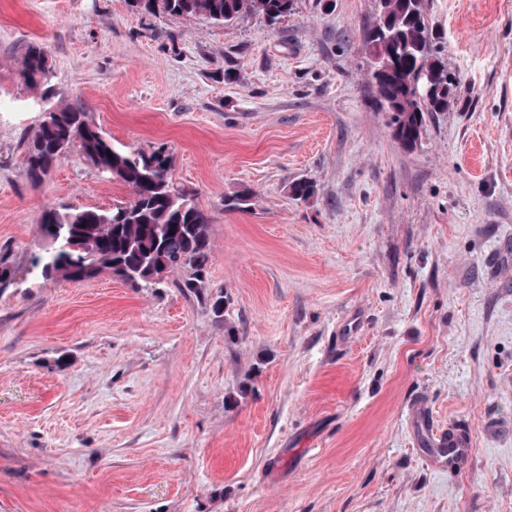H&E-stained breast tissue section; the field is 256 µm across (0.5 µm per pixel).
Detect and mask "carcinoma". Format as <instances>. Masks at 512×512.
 Masks as SVG:
<instances>
[{
  "mask_svg": "<svg viewBox=\"0 0 512 512\" xmlns=\"http://www.w3.org/2000/svg\"><path fill=\"white\" fill-rule=\"evenodd\" d=\"M142 17H203L229 24L258 14L275 24L290 15L295 0H129ZM373 60L372 81L379 99L392 113L394 136L406 148L417 145L429 112H445L453 101L454 80L429 44L424 0H381L377 21L364 34ZM433 75L430 105L411 98L415 74ZM20 73L33 84H49L48 55L37 42L25 45ZM78 149L110 179L130 190L129 200L108 209L51 207L43 211L38 230L45 240L32 264L43 279L83 282L107 272L133 288L159 285L178 268L193 270L183 287L205 293V264L210 249V217L197 204L196 190L172 178L173 158L115 146L90 123L80 106L56 105L26 145L27 177L34 186L70 149ZM292 195L308 200L315 183L289 185Z\"/></svg>",
  "mask_w": 512,
  "mask_h": 512,
  "instance_id": "1",
  "label": "carcinoma"
}]
</instances>
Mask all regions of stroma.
Listing matches in <instances>:
<instances>
[{
	"label": "stroma",
	"mask_w": 512,
	"mask_h": 512,
	"mask_svg": "<svg viewBox=\"0 0 512 512\" xmlns=\"http://www.w3.org/2000/svg\"><path fill=\"white\" fill-rule=\"evenodd\" d=\"M425 10L459 87L408 149L371 79L378 0L229 26L0 0V512H512V0ZM32 40L50 85L20 75ZM49 88L172 156L211 219L205 297L188 268L33 272L43 210L130 194L76 150L30 184ZM435 427L469 443L453 467Z\"/></svg>",
	"instance_id": "35a3bbf8"
}]
</instances>
